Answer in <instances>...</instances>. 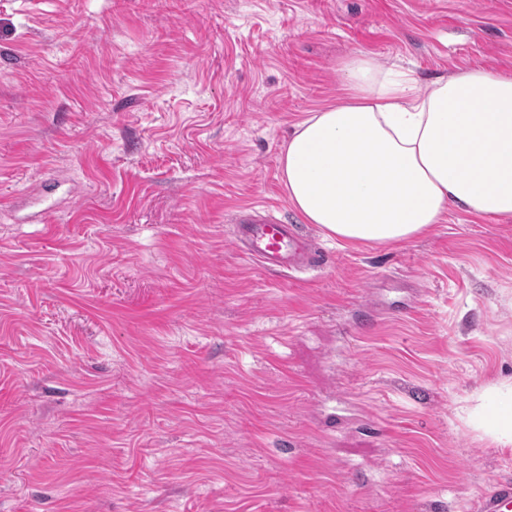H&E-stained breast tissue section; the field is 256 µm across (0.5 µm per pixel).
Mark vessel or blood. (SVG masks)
<instances>
[{
  "label": "vessel or blood",
  "mask_w": 512,
  "mask_h": 512,
  "mask_svg": "<svg viewBox=\"0 0 512 512\" xmlns=\"http://www.w3.org/2000/svg\"><path fill=\"white\" fill-rule=\"evenodd\" d=\"M236 244L247 257L273 271L298 272L312 266L315 259L309 237L262 207L239 218ZM476 512H512V480H491Z\"/></svg>",
  "instance_id": "1"
}]
</instances>
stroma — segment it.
Returning a JSON list of instances; mask_svg holds the SVG:
<instances>
[{
  "label": "stroma",
  "mask_w": 512,
  "mask_h": 512,
  "mask_svg": "<svg viewBox=\"0 0 512 512\" xmlns=\"http://www.w3.org/2000/svg\"><path fill=\"white\" fill-rule=\"evenodd\" d=\"M369 52L512 70V0H0V512H475L512 220L340 246L281 180ZM262 204L319 264L233 243Z\"/></svg>",
  "instance_id": "stroma-1"
}]
</instances>
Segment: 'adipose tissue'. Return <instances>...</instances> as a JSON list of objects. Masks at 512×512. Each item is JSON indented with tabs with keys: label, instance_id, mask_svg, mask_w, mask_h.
<instances>
[{
	"label": "adipose tissue",
	"instance_id": "ef3b65f1",
	"mask_svg": "<svg viewBox=\"0 0 512 512\" xmlns=\"http://www.w3.org/2000/svg\"><path fill=\"white\" fill-rule=\"evenodd\" d=\"M335 105L309 113L280 156L288 200L341 244H399L455 208L512 219V72L468 67L420 87L359 53Z\"/></svg>",
	"mask_w": 512,
	"mask_h": 512
}]
</instances>
